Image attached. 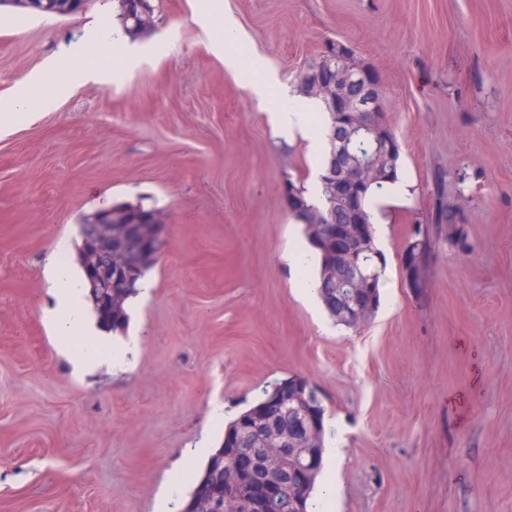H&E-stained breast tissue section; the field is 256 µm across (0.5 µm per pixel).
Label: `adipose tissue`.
I'll use <instances>...</instances> for the list:
<instances>
[{
    "mask_svg": "<svg viewBox=\"0 0 512 512\" xmlns=\"http://www.w3.org/2000/svg\"><path fill=\"white\" fill-rule=\"evenodd\" d=\"M212 50L224 58V65L230 71H238L236 55L229 52V45L236 42L238 33L231 20L217 21L214 12L207 11L200 16ZM273 82L268 78L250 80L247 89L261 104L270 106V122L279 136L288 138L294 134H309L316 101L292 97L286 94L274 95ZM64 243H55L46 264V275L54 288L55 304L43 312L45 325L58 336H77L81 339L79 348L71 350L70 362L75 372L81 373L92 368L100 357H108L113 369L124 370L130 365V358L138 348L135 339L111 335L87 315L86 287L76 276L68 261L59 257ZM291 274L299 286L301 299L316 304L318 299L317 279L313 274L319 264L317 251L307 243L292 239L283 252Z\"/></svg>",
    "mask_w": 512,
    "mask_h": 512,
    "instance_id": "adipose-tissue-1",
    "label": "adipose tissue"
}]
</instances>
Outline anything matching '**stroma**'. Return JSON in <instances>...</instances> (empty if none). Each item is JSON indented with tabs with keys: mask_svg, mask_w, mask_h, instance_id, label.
<instances>
[{
	"mask_svg": "<svg viewBox=\"0 0 512 512\" xmlns=\"http://www.w3.org/2000/svg\"><path fill=\"white\" fill-rule=\"evenodd\" d=\"M155 3L122 66L95 39L120 28L112 0L65 19L0 6V101L33 77L66 88L0 135V512H157L181 451L223 439L211 401L232 418L293 374L344 431L334 512H512V0H219L277 86L331 39L381 75L408 191L373 199L386 267L357 331L316 319L282 258L309 139L277 137L210 48L209 0ZM75 48L101 78L71 80ZM122 201L166 215L129 311L140 346L126 371L77 374L42 320L47 256ZM441 202L460 222L435 226L420 293L400 256Z\"/></svg>",
	"mask_w": 512,
	"mask_h": 512,
	"instance_id": "35a3bbf8",
	"label": "stroma"
}]
</instances>
